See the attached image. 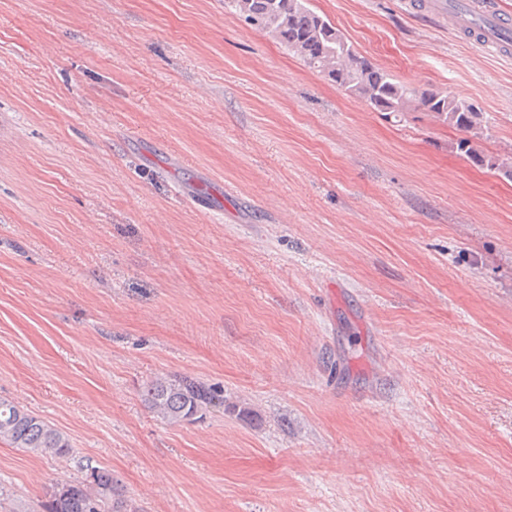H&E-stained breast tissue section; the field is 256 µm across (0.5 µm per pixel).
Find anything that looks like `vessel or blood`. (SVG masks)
Instances as JSON below:
<instances>
[{"mask_svg":"<svg viewBox=\"0 0 512 512\" xmlns=\"http://www.w3.org/2000/svg\"><path fill=\"white\" fill-rule=\"evenodd\" d=\"M449 26L475 36L483 45L512 52V16L501 14L496 0H433Z\"/></svg>","mask_w":512,"mask_h":512,"instance_id":"b4317fda","label":"vessel or blood"}]
</instances>
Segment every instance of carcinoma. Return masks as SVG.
<instances>
[{"label":"carcinoma","instance_id":"1","mask_svg":"<svg viewBox=\"0 0 512 512\" xmlns=\"http://www.w3.org/2000/svg\"><path fill=\"white\" fill-rule=\"evenodd\" d=\"M224 8L267 30L309 68L319 71L345 94L375 112H425L463 132L456 149L481 165L512 177V165L494 155H480L471 138L483 134L485 113L475 104L436 87L414 89L359 52L327 16L309 8V0H224ZM147 408L170 424L192 422L224 395L188 377L170 375L143 391ZM0 443L36 454L64 458L72 452L70 438L40 417L0 399ZM41 512H125L117 480L104 468H92L81 480L55 483L41 501Z\"/></svg>","mask_w":512,"mask_h":512}]
</instances>
